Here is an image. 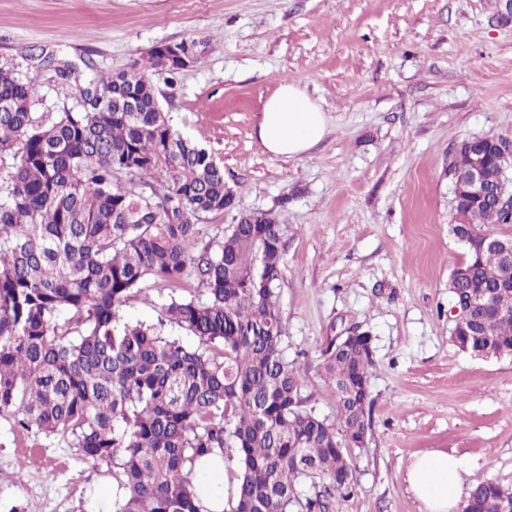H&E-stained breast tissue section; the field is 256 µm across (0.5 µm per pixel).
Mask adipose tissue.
I'll list each match as a JSON object with an SVG mask.
<instances>
[{
  "label": "adipose tissue",
  "mask_w": 512,
  "mask_h": 512,
  "mask_svg": "<svg viewBox=\"0 0 512 512\" xmlns=\"http://www.w3.org/2000/svg\"><path fill=\"white\" fill-rule=\"evenodd\" d=\"M327 133L320 105L298 86H280L264 104L258 138L269 153L293 159L318 145ZM220 453L199 458L193 470L194 485L205 512H226L229 486ZM462 461L445 452L415 456L406 475L409 490L425 512H454L459 503Z\"/></svg>",
  "instance_id": "1"
}]
</instances>
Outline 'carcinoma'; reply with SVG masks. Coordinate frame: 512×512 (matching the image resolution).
I'll return each mask as SVG.
<instances>
[{
    "label": "carcinoma",
    "instance_id": "carcinoma-1",
    "mask_svg": "<svg viewBox=\"0 0 512 512\" xmlns=\"http://www.w3.org/2000/svg\"><path fill=\"white\" fill-rule=\"evenodd\" d=\"M206 45L184 40L179 58L157 47L149 64L174 76ZM54 71L88 107L38 116L34 87L0 65V415L112 466L122 490L113 512H202L193 466L215 451L234 462L229 512H329V499L354 484L339 431L371 428L369 393L348 385L370 378L372 352L323 351L338 431L305 407L281 348L283 225L242 215L197 250L201 216L234 207L224 169L172 128L144 74ZM453 211L475 242L508 221L487 203ZM464 261L461 287L485 289L496 313L477 309L453 341L463 348L465 332L485 331L494 355H512V288L501 287L499 255L470 245ZM191 274L205 298L177 294ZM147 278L170 287L158 323L120 321ZM316 475L329 484L302 496L299 483ZM505 497L512 491L480 480L464 512H499Z\"/></svg>",
    "mask_w": 512,
    "mask_h": 512
}]
</instances>
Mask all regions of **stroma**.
<instances>
[{
	"instance_id": "35a3bbf8",
	"label": "stroma",
	"mask_w": 512,
	"mask_h": 512,
	"mask_svg": "<svg viewBox=\"0 0 512 512\" xmlns=\"http://www.w3.org/2000/svg\"><path fill=\"white\" fill-rule=\"evenodd\" d=\"M506 0H0V63L29 47L97 70L144 72L171 125L224 169L235 207L202 215L198 247L238 214L287 225L277 288L282 346L306 406L338 423L321 371L334 336L370 332L372 429L349 449L351 495L329 512H423L404 481L414 456L462 460V492L512 489V356L450 339L448 280L464 249L451 230L448 156L463 140L512 139V20ZM206 39L175 83L150 67L157 45ZM36 112L74 107L51 71L22 63ZM304 89L324 140L286 160L265 152L263 105ZM169 293L147 280L125 321L156 322ZM110 466L0 416V512H113Z\"/></svg>"
}]
</instances>
